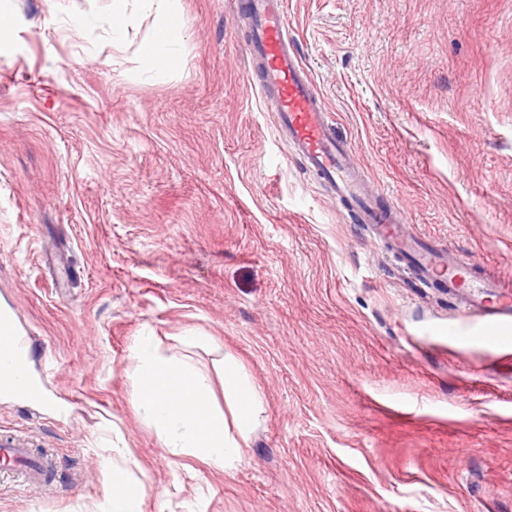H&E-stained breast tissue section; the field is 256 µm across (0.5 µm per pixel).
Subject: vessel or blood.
Segmentation results:
<instances>
[{
  "mask_svg": "<svg viewBox=\"0 0 512 512\" xmlns=\"http://www.w3.org/2000/svg\"><path fill=\"white\" fill-rule=\"evenodd\" d=\"M240 6L250 22L247 53L260 65L257 77L248 83L260 96L272 98L277 130L305 165L421 280L464 294L468 310L483 318L485 328L512 326V300L504 299L497 306L490 303L497 293L496 280L476 277L470 260L409 232L397 207L365 181L350 157L348 142L337 137L322 95L290 41L284 0H241ZM0 467L21 471L35 490L48 480L47 466L34 454L30 441L17 433L0 434Z\"/></svg>",
  "mask_w": 512,
  "mask_h": 512,
  "instance_id": "b4317fda",
  "label": "vessel or blood"
}]
</instances>
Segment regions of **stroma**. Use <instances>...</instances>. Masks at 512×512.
<instances>
[{"label":"stroma","mask_w":512,"mask_h":512,"mask_svg":"<svg viewBox=\"0 0 512 512\" xmlns=\"http://www.w3.org/2000/svg\"><path fill=\"white\" fill-rule=\"evenodd\" d=\"M173 68L125 0H0V311L41 389L0 397L56 480L0 474V512H101L113 447L145 512H512V335L339 203L248 85L237 0H180ZM337 134L411 229L512 284V0H286ZM264 396L243 463L167 455L131 400L143 331Z\"/></svg>","instance_id":"stroma-1"}]
</instances>
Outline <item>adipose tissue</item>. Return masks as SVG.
<instances>
[{
	"mask_svg": "<svg viewBox=\"0 0 512 512\" xmlns=\"http://www.w3.org/2000/svg\"><path fill=\"white\" fill-rule=\"evenodd\" d=\"M156 26L139 47L140 73L150 77L168 70L185 40L179 0H160ZM133 404L152 427L165 452L191 457L224 472L242 462V450L259 424L263 395L243 368L225 357L221 368L227 411L213 406L208 373L181 351H161L153 337H137L132 349ZM144 483L127 469L113 467L112 493L102 512H145Z\"/></svg>",
	"mask_w": 512,
	"mask_h": 512,
	"instance_id": "1",
	"label": "adipose tissue"
}]
</instances>
